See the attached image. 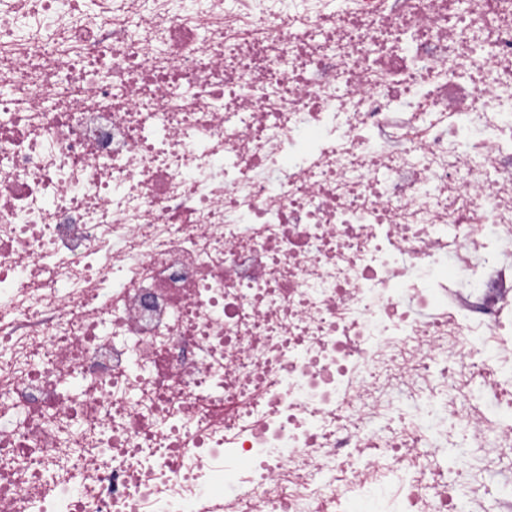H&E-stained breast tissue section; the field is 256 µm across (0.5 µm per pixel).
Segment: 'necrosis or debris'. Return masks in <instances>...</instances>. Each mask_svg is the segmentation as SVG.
<instances>
[{
	"mask_svg": "<svg viewBox=\"0 0 512 512\" xmlns=\"http://www.w3.org/2000/svg\"><path fill=\"white\" fill-rule=\"evenodd\" d=\"M502 470L512 0H0V512H512Z\"/></svg>",
	"mask_w": 512,
	"mask_h": 512,
	"instance_id": "obj_1",
	"label": "necrosis or debris"
}]
</instances>
